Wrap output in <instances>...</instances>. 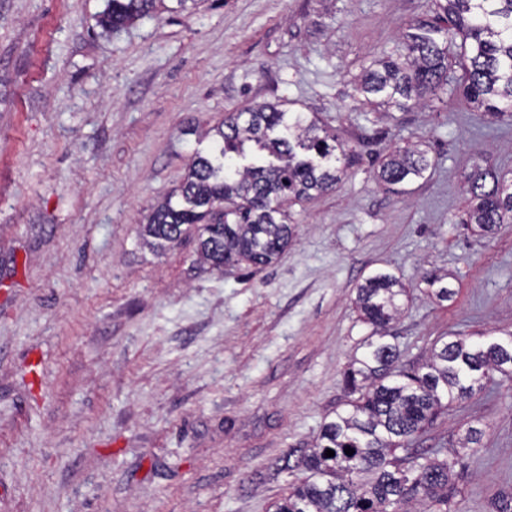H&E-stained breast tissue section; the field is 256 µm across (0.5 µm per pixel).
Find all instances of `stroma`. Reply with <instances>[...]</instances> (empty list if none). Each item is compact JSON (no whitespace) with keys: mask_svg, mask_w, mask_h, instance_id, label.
<instances>
[{"mask_svg":"<svg viewBox=\"0 0 512 512\" xmlns=\"http://www.w3.org/2000/svg\"><path fill=\"white\" fill-rule=\"evenodd\" d=\"M105 4L0 0V512H274L305 477L278 462L350 399L365 277L414 290L389 330L403 360L512 331V223L480 237L458 221L473 163L512 171V126L456 99L356 108V78L429 0H202L101 36ZM275 102L361 156L288 207L278 261L210 271L191 240L141 249L156 197L210 152L203 130ZM408 141L436 165L392 196L378 161ZM428 270L450 300L424 296ZM419 445L464 447L451 512H492L512 495V375Z\"/></svg>","mask_w":512,"mask_h":512,"instance_id":"1","label":"stroma"}]
</instances>
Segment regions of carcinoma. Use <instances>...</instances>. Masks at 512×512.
<instances>
[{"label":"carcinoma","instance_id":"obj_1","mask_svg":"<svg viewBox=\"0 0 512 512\" xmlns=\"http://www.w3.org/2000/svg\"><path fill=\"white\" fill-rule=\"evenodd\" d=\"M200 0H107L97 24L105 32L127 28L155 13L195 11ZM360 103L373 111L408 112L460 96L495 122H512V0H431L429 14L408 23L397 49L372 62L356 79ZM210 153L192 155L182 184L166 193L140 225V243L154 252L194 238L198 261L211 269L271 264L288 247L293 229L285 201L303 203L342 181L356 153L305 112L264 103L232 113L213 127ZM254 147L273 161L228 171ZM433 161L421 144L385 155L377 178L393 193L425 177ZM469 206L462 224L484 234L512 222V179L475 166L464 176ZM444 276L427 274L432 295L447 300ZM408 289L394 276L376 273L359 284L355 305L372 326L365 351L345 374L359 397L351 409L325 422L296 464L308 472L275 503V512H408L415 500L425 512L448 510V485L459 454L412 445L444 408L481 391L493 373L512 372V332L487 345L463 337L439 340L429 356L399 366L397 345L384 331L400 314ZM354 453L348 455L345 448ZM335 456L325 455L326 450ZM405 452L396 456V450Z\"/></svg>","mask_w":512,"mask_h":512}]
</instances>
